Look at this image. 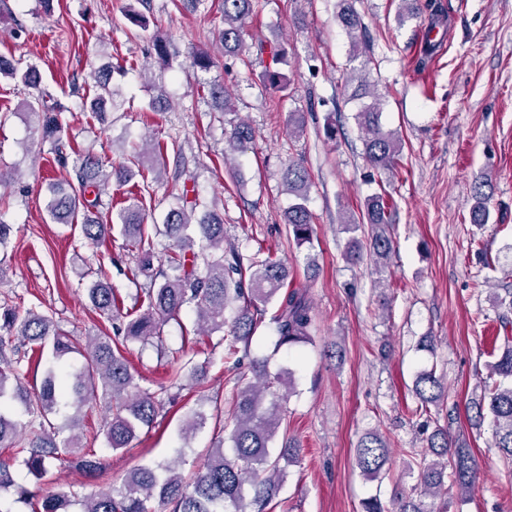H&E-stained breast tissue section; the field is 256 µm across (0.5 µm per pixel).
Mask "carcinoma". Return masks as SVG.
<instances>
[{
  "label": "carcinoma",
  "instance_id": "obj_1",
  "mask_svg": "<svg viewBox=\"0 0 512 512\" xmlns=\"http://www.w3.org/2000/svg\"><path fill=\"white\" fill-rule=\"evenodd\" d=\"M337 19L348 31L354 48L361 47L362 23L353 0H338ZM224 28L218 40L226 55H237L242 49L246 21L254 13V0H221ZM112 63L93 73L94 93L82 102L98 119L106 118L115 106L112 91ZM0 75L22 87L20 108L38 118L40 141L50 146V153L64 167L72 166L75 181L48 184L50 199L47 213L56 224H73L79 220L82 232L97 244L119 230L135 249L136 274L146 280L141 289L143 301L138 314L121 311V300L110 281L103 276L91 280L84 288L87 301L98 313L122 326L113 337L93 334L84 338L61 329L53 317L35 308L6 307L0 313V447L25 445L28 456L22 464L36 479L48 474L62 455H71L89 474L102 471L103 462L95 451L97 442L114 451L127 448L142 427L155 424L159 411L167 403L181 397L188 382L201 384L210 359L195 363L188 359L169 374L167 381L151 391L136 382L130 362L121 346L133 341L143 344L162 342L163 329L179 316L185 307L196 315L197 330L212 334L230 324L228 351L237 352V344L247 348L265 321L267 306L278 298L277 310L270 318L277 344H296L309 339L311 306L305 294L288 288V266L261 256L257 251L245 254L226 244L224 219L211 203L200 196L189 201L177 197V203L164 217L156 234L169 240L167 253L159 255L153 241L144 238V216L140 201L128 198V204L116 213V223L102 219L109 208L104 196L112 177L121 182L134 175L132 168L121 165L106 167L101 156L81 150L65 134L62 114L64 106L41 89L42 77L37 66L19 63L0 55ZM355 120L363 134L364 153L373 169L392 168L399 155L400 143L395 134L383 127L377 101L361 104ZM253 138V131L240 123L231 131L230 144L240 147ZM135 159L149 162L151 170L161 174L163 164L160 145H151ZM288 192L296 203L288 210L286 221L297 244L312 241L314 225L307 208L309 173L300 163L290 164L284 172ZM491 181L475 182L470 193L474 199L471 222H488ZM392 223L391 206L384 196L374 194L363 203L359 214L344 221L347 230L356 232L370 225L368 247L353 238L345 253L351 264L360 262L368 252L376 271L381 273L394 251V241L386 226ZM499 319L503 328L512 324V290L498 299ZM37 346L48 353L49 361L39 389L29 394L18 372H6L1 365L21 361L13 337ZM84 358L77 366L73 355ZM254 381H248L236 395L234 406L223 420L229 446L210 449L204 462L196 466L191 480L180 472L186 464L183 450L164 463L145 464L126 472L105 489L81 495L58 488L38 500L32 512H69L74 504L80 512H155L153 503L165 505L168 512H268L286 476V465L295 457V449L272 452V442L282 421L281 401L290 393L291 381L280 375H269L266 360L252 358L248 363ZM420 410L431 416V407L443 404L446 386L443 378L431 369L417 375L413 387ZM271 401H266L267 396ZM21 405L27 421L19 422L15 407ZM73 414L64 417V425L56 426L48 414L60 408ZM103 412L100 430L82 433L84 417L95 408ZM471 425L480 427L485 414L491 415L493 447L507 460H512V340L504 337L503 349L488 365L479 396L466 406ZM209 415L201 408L193 409L181 429V439L189 441L203 428ZM432 458L422 456L415 461L417 483L410 492L386 508L380 499L369 497L362 502L363 512H434L426 500L441 496L445 484L448 455L455 459L453 485L462 496L469 493L475 472L471 449L455 443L448 428L436 426L427 438ZM390 461V449L376 432L364 434L356 448V465L362 475L373 479ZM14 489L17 500L30 499L28 490L15 483L12 464L0 461V491Z\"/></svg>",
  "mask_w": 512,
  "mask_h": 512
}]
</instances>
